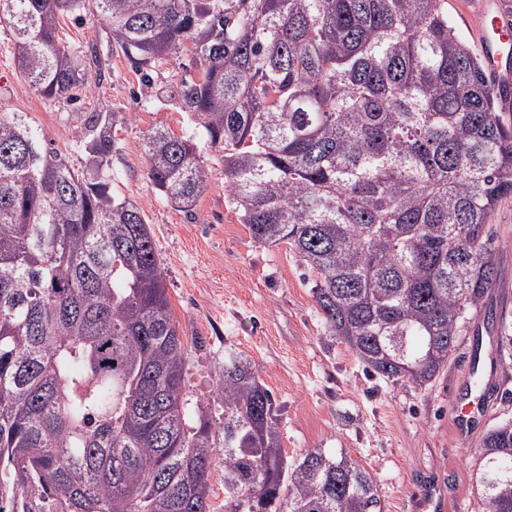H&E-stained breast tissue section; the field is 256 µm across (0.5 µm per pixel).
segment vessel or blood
<instances>
[{
    "mask_svg": "<svg viewBox=\"0 0 512 512\" xmlns=\"http://www.w3.org/2000/svg\"><path fill=\"white\" fill-rule=\"evenodd\" d=\"M475 15L482 37L481 51L492 84L500 94L503 105L512 104V74L501 71L492 52L493 43H512V20L508 19L502 0H473ZM489 406L481 373H473L467 398L456 409V421L463 424L484 414Z\"/></svg>",
    "mask_w": 512,
    "mask_h": 512,
    "instance_id": "vessel-or-blood-1",
    "label": "vessel or blood"
}]
</instances>
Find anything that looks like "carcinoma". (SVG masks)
Returning a JSON list of instances; mask_svg holds the SVG:
<instances>
[{
    "label": "carcinoma",
    "instance_id": "1",
    "mask_svg": "<svg viewBox=\"0 0 512 512\" xmlns=\"http://www.w3.org/2000/svg\"><path fill=\"white\" fill-rule=\"evenodd\" d=\"M99 23L202 132L144 135L147 175L193 216L207 151L253 239L316 273L324 335L368 370L421 386L448 365L467 310L498 274L492 215L512 198V123L448 0H0L29 89L73 99L102 78ZM88 113L80 166L21 112H0V512H383L371 474L308 448L288 460L272 393L224 350L214 419L186 399L189 356L142 208L112 195V128ZM477 478L512 512V422L490 429ZM224 449L216 456L215 449ZM63 30L60 33L61 37L71 44L85 45L92 43L93 41H99L101 39L102 46L105 49L106 38L102 27L89 20L88 17L84 20H65V24H62ZM100 37V39H98Z\"/></svg>",
    "mask_w": 512,
    "mask_h": 512
}]
</instances>
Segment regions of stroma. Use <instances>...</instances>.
<instances>
[{
  "label": "stroma",
  "instance_id": "stroma-1",
  "mask_svg": "<svg viewBox=\"0 0 512 512\" xmlns=\"http://www.w3.org/2000/svg\"><path fill=\"white\" fill-rule=\"evenodd\" d=\"M108 64L103 81L80 89L78 100L42 99L22 81L10 33L0 25V109L25 113L76 164L81 115L102 108L130 113V123L114 129L109 186L146 214L189 352L191 401L221 416L224 351L236 350L255 362L272 393L288 456L323 448L353 459L374 475L384 512H488L476 487L482 438L512 421V200L492 216L497 282L481 307L466 312L443 372L422 387L379 377L344 341L324 336L312 297L315 273L288 244H258L240 224L225 199L218 153L207 155V187L193 216L172 208L151 185L144 133L158 125L195 132L185 112L156 97L159 88L184 78L179 59L157 67L148 85L123 54H109ZM480 359L493 403L461 436L452 409Z\"/></svg>",
  "mask_w": 512,
  "mask_h": 512
}]
</instances>
